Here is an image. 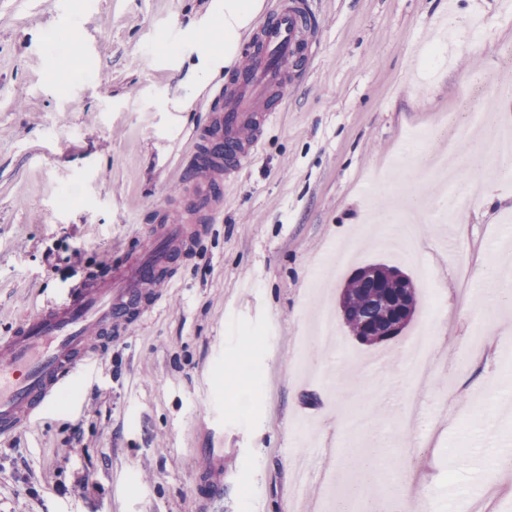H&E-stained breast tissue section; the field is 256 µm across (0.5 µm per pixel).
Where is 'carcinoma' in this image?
Segmentation results:
<instances>
[{"instance_id": "obj_1", "label": "carcinoma", "mask_w": 512, "mask_h": 512, "mask_svg": "<svg viewBox=\"0 0 512 512\" xmlns=\"http://www.w3.org/2000/svg\"><path fill=\"white\" fill-rule=\"evenodd\" d=\"M395 270L397 267L385 263L369 264L356 271L341 291L340 308L343 319L350 332L366 344L382 341L387 327L390 307L382 304L380 292H386L391 302L401 300L410 310H415L416 289L401 288L398 283L391 281L389 274ZM379 279L386 281V289L375 287V282ZM365 327L371 328L373 337L363 335Z\"/></svg>"}]
</instances>
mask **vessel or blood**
<instances>
[{
	"mask_svg": "<svg viewBox=\"0 0 512 512\" xmlns=\"http://www.w3.org/2000/svg\"><path fill=\"white\" fill-rule=\"evenodd\" d=\"M308 12L306 0H277L256 24L245 66L231 70L227 86L209 92L211 118L195 135L187 179L192 200L164 237L109 280L86 284L67 304L43 305L0 337V433L52 411L59 395L93 375L100 351L88 343L89 330L109 334L128 327L136 311L159 301L145 287L158 279L178 283L169 268L172 248L188 242L187 225L217 222L222 185L257 155L262 115L279 111L295 53L306 50L318 28L317 18L302 22ZM207 455L211 465L197 477L205 495L217 496L224 491V451L211 448Z\"/></svg>",
	"mask_w": 512,
	"mask_h": 512,
	"instance_id": "vessel-or-blood-1",
	"label": "vessel or blood"
}]
</instances>
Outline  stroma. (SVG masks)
Listing matches in <instances>:
<instances>
[{
	"label": "stroma",
	"mask_w": 512,
	"mask_h": 512,
	"mask_svg": "<svg viewBox=\"0 0 512 512\" xmlns=\"http://www.w3.org/2000/svg\"><path fill=\"white\" fill-rule=\"evenodd\" d=\"M211 0H0V336L45 302L133 259L160 210L188 202L181 163L209 118L206 88L170 122L162 99L197 60ZM320 20L306 76L263 127L261 148L178 256L179 287L105 337L76 408L0 435V512H293L299 453L336 434L345 385L360 393L363 446L411 482L420 512H512V314L464 277L512 252V182L486 178L459 224L417 225V260L382 244L390 198L433 186L397 178L423 135L481 85L489 118L512 117V0H308ZM455 40L435 70L422 61ZM353 251L334 276L332 251ZM408 274L415 313L372 346L338 300L360 267ZM337 333L314 340L321 310ZM423 336L432 376L411 375ZM497 364L483 375L486 361ZM223 433H214L213 413ZM224 451V494L202 497L204 451ZM92 482H84L85 473Z\"/></svg>",
	"instance_id": "stroma-1"
}]
</instances>
